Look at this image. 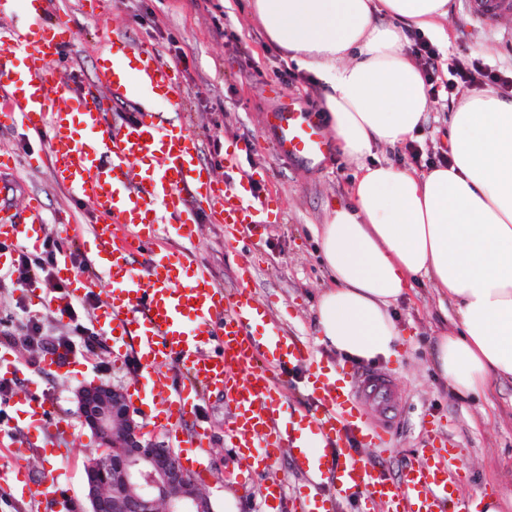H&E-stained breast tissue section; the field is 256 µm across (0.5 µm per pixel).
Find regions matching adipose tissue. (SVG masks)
Instances as JSON below:
<instances>
[{
	"label": "adipose tissue",
	"instance_id": "1",
	"mask_svg": "<svg viewBox=\"0 0 512 512\" xmlns=\"http://www.w3.org/2000/svg\"><path fill=\"white\" fill-rule=\"evenodd\" d=\"M450 0H252L269 39L327 88L338 153L358 165L317 231L330 284L321 341L355 361L390 358L389 308L417 281L451 309L437 369L459 397L512 378V100L467 94L450 115V165L425 172L376 157L410 139L429 98L411 32L444 41Z\"/></svg>",
	"mask_w": 512,
	"mask_h": 512
}]
</instances>
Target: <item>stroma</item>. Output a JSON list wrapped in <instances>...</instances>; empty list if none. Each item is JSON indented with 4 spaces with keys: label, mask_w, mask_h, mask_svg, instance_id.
I'll return each instance as SVG.
<instances>
[{
    "label": "stroma",
    "mask_w": 512,
    "mask_h": 512,
    "mask_svg": "<svg viewBox=\"0 0 512 512\" xmlns=\"http://www.w3.org/2000/svg\"><path fill=\"white\" fill-rule=\"evenodd\" d=\"M56 9L66 11L74 29L57 65V74L72 91L81 94L92 86L101 37L119 32L156 48L177 64L180 92L187 109L166 113L173 124L186 127L198 140L201 159L217 178L251 188L254 200L270 199L275 223L244 231L240 242L228 243L224 227L200 216L192 242L180 241L171 225H164L160 240L172 252L187 249L210 271L217 287L236 285L241 263H248L252 287L269 307L272 318L281 321L289 336L311 348L329 363L340 356L320 341L316 324L318 299L328 283L321 261L316 228L324 224L332 202L346 199L358 168L330 152L311 166L280 158L267 127L270 112L287 100L307 112H321L325 86L299 69L286 50L272 43L249 7V0H107L96 15L88 14L83 0H55ZM447 41L438 43L441 59L461 55L481 59L493 68L512 67V15L497 27L485 29L464 5L451 0L445 24ZM288 70L292 83H282L277 71ZM46 134L18 127H0V153L11 155L12 168L0 175L13 185L9 200L22 208L28 195L38 196L44 206L43 235L58 234V219L92 225L93 218L81 202L50 178L45 163H30V153L44 151ZM234 154L237 164L225 168V154ZM42 279L23 288L0 286V330L15 332L12 342L0 350L12 356L10 387L0 390V467L14 468L12 493H0V512H50L54 492L76 498L80 512H91L86 496L83 461L97 441L83 427L74 401L85 384L102 382L134 393L147 375L134 356L135 339L116 340L100 314L107 302L110 284L100 278L91 295L76 304L78 320L94 334L93 358L78 353L61 354L55 365H45L49 351L25 352L21 334L27 321L41 322L54 334L69 332L52 306L34 303L35 294L45 293ZM447 309L431 284L421 283L391 308L401 331L396 357L349 363L355 372H390L403 408L390 426L388 442L375 461L391 472H400L417 460L428 438L462 451L464 502H471L476 489L490 487L512 495V381L494 379L475 400L456 397L436 364L439 336L447 324ZM129 350L128 360L117 361V349ZM293 382L286 399V420L294 434H307L313 401L302 388L303 369H289ZM32 390L54 409L55 419L65 421L67 433L49 428L32 436L21 421L18 394ZM134 417L164 447H173L175 433L206 429L211 446L206 463L208 474L201 483L214 512H265L260 482L242 473L234 449L224 443L230 415L222 392L214 391L197 401L196 412L182 424L153 425L154 409L149 401L134 406Z\"/></svg>",
    "instance_id": "stroma-1"
}]
</instances>
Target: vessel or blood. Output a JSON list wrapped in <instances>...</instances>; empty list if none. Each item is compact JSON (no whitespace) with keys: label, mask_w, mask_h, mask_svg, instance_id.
<instances>
[{"label":"vessel or blood","mask_w":512,"mask_h":512,"mask_svg":"<svg viewBox=\"0 0 512 512\" xmlns=\"http://www.w3.org/2000/svg\"><path fill=\"white\" fill-rule=\"evenodd\" d=\"M36 10L15 17V0H0V125L46 130L45 155L51 179L71 190L95 218L89 235L62 222L67 239H86L110 279L111 301L103 312L111 333L139 341L138 353L152 374L148 396L166 423L193 415L192 398L202 391L223 392L234 410L226 442L237 451L241 471L265 478V503L284 494L273 475L282 448L292 450L299 470L336 487L340 500L365 499L375 512H446L461 497L457 453L431 447L399 476L378 467L369 451L384 446L400 401L393 379L382 373H355L326 364L301 348L282 325L268 318L248 279L223 290L190 252L167 261L154 253L163 220L173 221L182 239H192L201 212L223 224L229 240L246 227L270 223L267 202H252L241 186L216 178L200 159V146L183 127L158 120L151 102L174 112L183 108L175 63L153 47L113 35L100 54L94 91L73 95L56 77L55 64L70 41L69 16L39 0ZM470 12L492 25L512 12V0H467ZM24 65V80L16 67ZM147 104L114 124L113 104L131 97ZM279 153L294 163H312L328 154L330 138L320 121L288 103L270 114ZM43 205L28 197L24 212L0 202V242L36 249L42 244ZM146 256L143 268L133 256ZM265 325V337L251 336L252 324ZM177 363L179 388L162 372ZM305 368L304 387L315 402L310 436L284 434L281 427L283 375L288 366ZM30 428L45 426L52 408L32 394H21ZM194 449L186 470L207 471L204 431L179 440Z\"/></svg>","instance_id":"vessel-or-blood-1"}]
</instances>
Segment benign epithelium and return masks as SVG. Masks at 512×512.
<instances>
[{"label":"benign epithelium","mask_w":512,"mask_h":512,"mask_svg":"<svg viewBox=\"0 0 512 512\" xmlns=\"http://www.w3.org/2000/svg\"><path fill=\"white\" fill-rule=\"evenodd\" d=\"M76 401L83 426L103 448L96 470L85 473L91 512H213L209 495L177 454L134 420L120 389L90 384L77 392Z\"/></svg>","instance_id":"7a95c632"}]
</instances>
